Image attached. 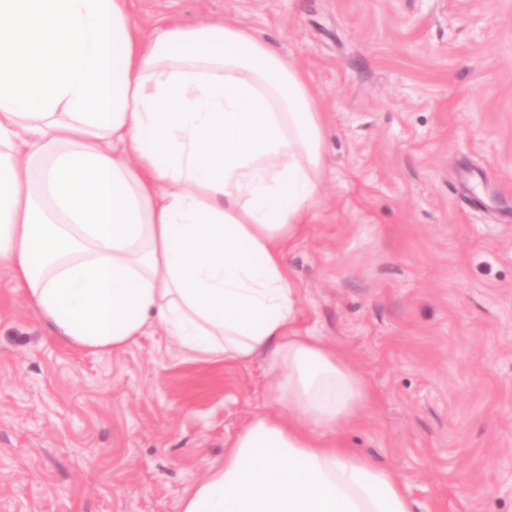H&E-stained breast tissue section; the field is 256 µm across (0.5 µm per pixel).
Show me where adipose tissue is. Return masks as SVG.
<instances>
[{
  "mask_svg": "<svg viewBox=\"0 0 512 512\" xmlns=\"http://www.w3.org/2000/svg\"><path fill=\"white\" fill-rule=\"evenodd\" d=\"M132 0H0V267L60 342L153 328L197 359L264 357L271 414L179 512H412L394 470L336 434L372 399L292 334L286 249L313 204L325 117L306 74L236 24Z\"/></svg>",
  "mask_w": 512,
  "mask_h": 512,
  "instance_id": "adipose-tissue-1",
  "label": "adipose tissue"
}]
</instances>
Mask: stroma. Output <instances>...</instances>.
<instances>
[{
    "instance_id": "35a3bbf8",
    "label": "stroma",
    "mask_w": 512,
    "mask_h": 512,
    "mask_svg": "<svg viewBox=\"0 0 512 512\" xmlns=\"http://www.w3.org/2000/svg\"><path fill=\"white\" fill-rule=\"evenodd\" d=\"M133 18L228 20L308 76L323 166L286 265L296 331L373 392L340 441L413 512H512V0H134ZM270 380L160 328L69 348L0 268V512H178L272 410Z\"/></svg>"
}]
</instances>
